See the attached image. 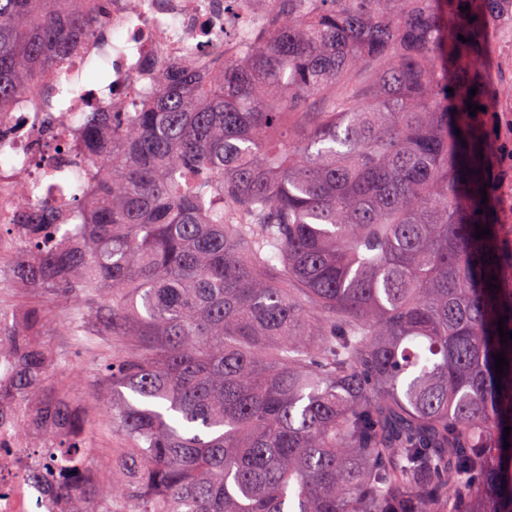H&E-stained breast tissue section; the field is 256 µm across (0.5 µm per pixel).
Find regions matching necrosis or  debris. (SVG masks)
Returning a JSON list of instances; mask_svg holds the SVG:
<instances>
[{
  "instance_id": "1",
  "label": "necrosis or debris",
  "mask_w": 512,
  "mask_h": 512,
  "mask_svg": "<svg viewBox=\"0 0 512 512\" xmlns=\"http://www.w3.org/2000/svg\"><path fill=\"white\" fill-rule=\"evenodd\" d=\"M151 6L135 13L129 0H112V85L87 91L75 75L60 76L63 92L76 102L88 94L111 99L121 106L127 85L136 76L146 56H176L188 43L205 51L201 31L223 38L238 31L240 15L225 8L224 0H150ZM63 123L59 112H11L0 117V156L12 158L0 166V288L12 287L13 271L6 262L14 258L25 237L24 225L14 223L19 199L15 170L26 169L37 178L42 168L56 165L62 154L56 131ZM15 367L8 347H0V512H70L73 499L84 496L96 479L88 467L67 487L55 479L63 462L59 449L35 448L21 436L18 427L25 419L19 400L4 394Z\"/></svg>"
}]
</instances>
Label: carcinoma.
Listing matches in <instances>:
<instances>
[{"mask_svg": "<svg viewBox=\"0 0 512 512\" xmlns=\"http://www.w3.org/2000/svg\"><path fill=\"white\" fill-rule=\"evenodd\" d=\"M506 14L266 0L213 68L161 57L123 111L80 114L60 145L84 167L41 174L65 207L21 183L15 264L70 299L73 335L92 305L123 348L100 354L93 395L124 448L70 512H512V238L467 109ZM110 30L112 0H0V115L70 111L53 77ZM46 317L11 332L13 392L55 430L66 482L92 421L39 395L58 364Z\"/></svg>", "mask_w": 512, "mask_h": 512, "instance_id": "obj_1", "label": "carcinoma"}]
</instances>
